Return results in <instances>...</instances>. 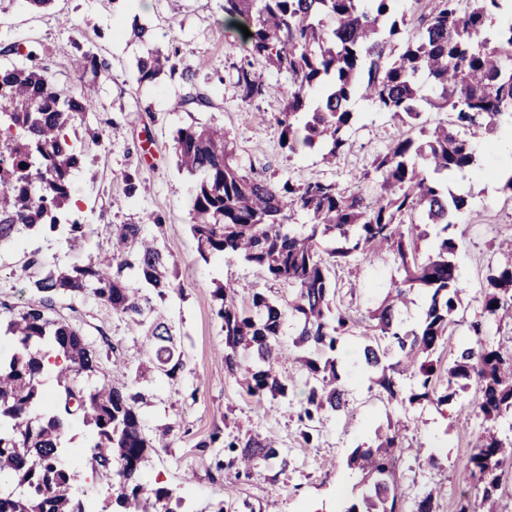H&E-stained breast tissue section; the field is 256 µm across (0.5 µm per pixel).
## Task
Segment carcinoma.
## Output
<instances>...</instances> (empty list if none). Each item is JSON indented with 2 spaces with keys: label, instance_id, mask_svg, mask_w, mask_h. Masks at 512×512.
<instances>
[{
  "label": "carcinoma",
  "instance_id": "carcinoma-1",
  "mask_svg": "<svg viewBox=\"0 0 512 512\" xmlns=\"http://www.w3.org/2000/svg\"><path fill=\"white\" fill-rule=\"evenodd\" d=\"M401 0H224V30L242 38L249 56L288 74L285 111L274 119L282 146L292 154L317 144L331 163L347 145L345 133L355 119L353 103L371 100L383 112L408 122L410 131L376 159L378 193L346 192L319 178L301 184L271 183L251 177L236 160L224 127L212 123L178 131V169L199 175L192 200V235L199 258L232 255L288 285V300L262 293L247 309L237 306L232 289L215 288V315L224 331V366L244 376L249 396L288 398V384L277 371L281 336L293 331L299 381L306 390L299 404L305 444L307 427L325 411L347 408L338 385L336 350L357 328L348 309L337 304L331 280L336 265L359 254L391 253L403 271L370 316L378 340L363 348V364L377 371V383L391 399L409 404L432 400L441 379L431 359L453 326L464 288L453 256L458 248L448 230L459 224L467 199L445 189L448 175L478 163L476 146L455 128L494 130L496 119L512 112V23L492 26L501 0H436L423 17L419 34L405 41L394 58L387 43L406 24ZM252 36L246 38L239 26ZM76 65L93 76L108 75L111 62L82 45ZM23 57L0 67V245L23 235H44L63 227L67 242L87 234L73 214L71 174L80 169L89 145L100 147L103 129L90 125L95 86L79 94L60 84L31 47L8 44L0 55ZM177 54L150 52L137 62L138 81L151 82L164 70L180 72L194 84L199 70L179 66ZM237 84L249 102L267 86L252 68L241 67ZM447 112L450 120L431 129L416 128L426 108ZM310 217L296 231V211ZM439 227L434 254L423 259L419 224ZM337 237L343 245L328 253L320 239ZM177 263L158 247L144 224H120L112 251L85 265L45 269L39 253L27 255L23 280L31 300L3 322L14 351L0 357V512H86L73 494L76 473L61 462V439L76 420L92 427L95 439L87 460L93 470L112 475L107 506L114 512H178L181 499L164 486L143 483V472L161 441L148 433L140 413L146 392L172 381L184 369L174 326L158 302L179 290ZM416 287L429 291L422 322L414 327L398 319ZM89 293L113 314L146 327L144 351L132 363L117 366L112 378L86 388L82 378L99 371V360L84 334L68 318L52 315L54 298ZM482 307L489 316L512 318V251L490 278ZM56 354L58 393L47 399L41 377L45 360ZM417 371V389L404 398L396 376ZM448 384L476 379L480 409L512 430V351L483 344L461 347L448 365ZM453 394L437 395L446 404ZM375 448L355 449L348 467L371 484L363 512H404L405 499L395 480L399 430ZM226 468L251 476L261 465L286 460L271 436L259 433L224 442ZM512 468V435L482 433L466 469L481 496L463 495L457 512H512L499 495L505 470Z\"/></svg>",
  "mask_w": 512,
  "mask_h": 512
}]
</instances>
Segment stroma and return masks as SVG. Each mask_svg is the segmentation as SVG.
I'll return each mask as SVG.
<instances>
[{"mask_svg":"<svg viewBox=\"0 0 512 512\" xmlns=\"http://www.w3.org/2000/svg\"><path fill=\"white\" fill-rule=\"evenodd\" d=\"M223 0H51L35 8L28 0H11L0 12V42L35 45L43 64L57 79L79 90L81 72L74 64L76 45H83L112 63V72L98 82L91 124L104 129L102 146L91 148L85 168L73 177L75 196L82 201L81 220L89 234L81 246L70 247L65 232L27 237L0 247V303L13 310L26 305L29 294L19 276L27 253L40 250L50 264H82L112 245L118 224L140 223L143 213L162 219L159 245L178 266L182 293L170 294L164 308L177 332L185 370L177 381L162 385L141 412L164 448L153 454L143 474L145 483L174 489L183 512H346L362 502L361 474L348 468L355 448L376 443L377 429L401 419L402 448L395 466L396 480L407 499L438 487L436 512H456V503L469 489L465 463L485 422L479 411L476 381H459L456 398L447 405L427 401L413 405L388 400L372 388L359 352L375 330L367 322L370 311L384 299L397 277L393 257L341 264L336 268L337 301L360 318L353 335L343 337L336 352L339 385L348 407L326 413L314 424L312 443L300 436L299 404L294 400L255 401L237 378L224 369V334L215 316L213 290L233 288L239 306H249L255 293L284 300L286 286L269 281L261 271L234 258L203 262L191 233V195L195 180L178 170L175 138L179 128L193 123L223 125L235 147L239 164L268 182L291 179L301 183L319 177L346 190L374 195V159L408 127L367 100H357L358 117L349 131V144L334 164L323 161V148L289 154L280 143L273 116L283 108L286 74L269 68L260 73L270 91L243 103L237 71L249 56L242 40L225 34ZM149 30L147 42L134 38V26ZM178 50L182 64L205 61L196 87L184 85L179 74L161 73L155 80H137L136 65L147 49ZM203 93L208 106L191 103ZM181 108H174V101ZM512 165V153L496 151L480 156L476 167L449 177L448 188L468 199V208L454 230V257L466 293V324L453 329L435 353L448 366L460 346L482 340L486 346L512 349V321L482 315L481 298L488 278L499 266L501 252L512 243V193L504 191L500 176ZM140 171V192L123 194L122 175ZM55 308L82 330L100 358L96 382L112 377L114 366L129 362L140 332L113 315L92 295L63 294ZM481 321L482 335L474 337L468 324ZM259 431L274 435L287 448L285 461L274 460L253 476H237L218 467L224 439L231 434ZM94 434L74 421L62 439L64 460L77 474V493L90 512H101L111 490L105 474L92 472L85 452Z\"/></svg>","mask_w":512,"mask_h":512,"instance_id":"35a3bbf8","label":"stroma"}]
</instances>
